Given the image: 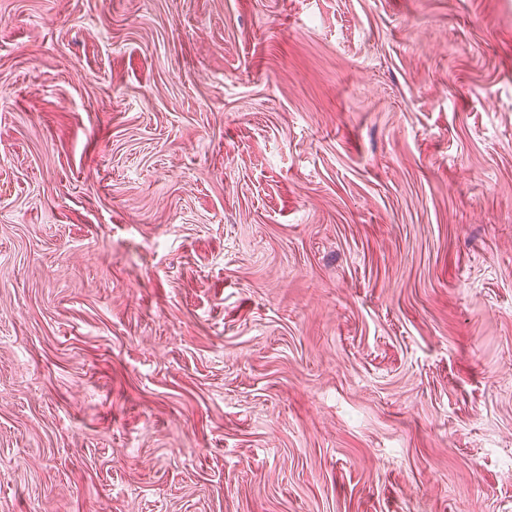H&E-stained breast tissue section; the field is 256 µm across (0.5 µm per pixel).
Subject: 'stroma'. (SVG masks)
Returning a JSON list of instances; mask_svg holds the SVG:
<instances>
[{"instance_id":"stroma-1","label":"stroma","mask_w":512,"mask_h":512,"mask_svg":"<svg viewBox=\"0 0 512 512\" xmlns=\"http://www.w3.org/2000/svg\"><path fill=\"white\" fill-rule=\"evenodd\" d=\"M0 512H512V0H0Z\"/></svg>"}]
</instances>
